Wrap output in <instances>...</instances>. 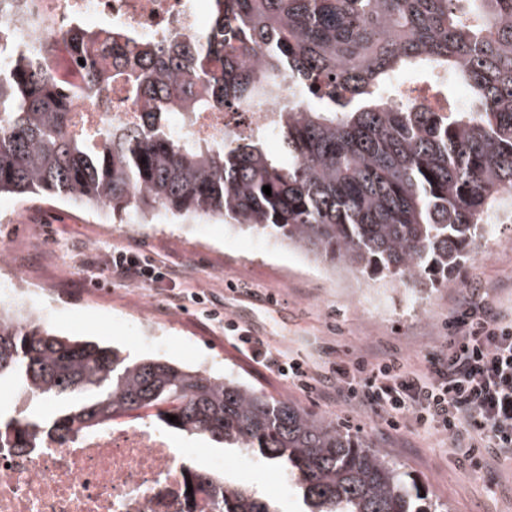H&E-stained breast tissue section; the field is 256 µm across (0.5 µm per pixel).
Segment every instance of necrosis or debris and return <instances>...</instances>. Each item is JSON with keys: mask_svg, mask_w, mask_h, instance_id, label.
<instances>
[{"mask_svg": "<svg viewBox=\"0 0 512 512\" xmlns=\"http://www.w3.org/2000/svg\"><path fill=\"white\" fill-rule=\"evenodd\" d=\"M209 9L210 0H0V58L41 49L57 75L76 82L80 66L55 49L50 25L86 19L102 23L107 35L120 28L187 40L206 32ZM292 93L285 81L276 99L254 111L192 112L173 116L171 124L203 143L223 141L233 130H269ZM74 117L96 136L139 123L141 112L116 84L109 111H93L79 99ZM193 472L190 456L147 419L117 422L72 441L45 436L26 448H0V512H202L204 493L187 489Z\"/></svg>", "mask_w": 512, "mask_h": 512, "instance_id": "1", "label": "necrosis or debris"}]
</instances>
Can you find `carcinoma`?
<instances>
[{
    "label": "carcinoma",
    "instance_id": "1",
    "mask_svg": "<svg viewBox=\"0 0 512 512\" xmlns=\"http://www.w3.org/2000/svg\"><path fill=\"white\" fill-rule=\"evenodd\" d=\"M53 33L84 60L83 84L68 87L26 56L0 61V195L57 199L121 224H150L157 210L212 217L417 295L456 284L489 210L512 198V0H214L208 31L192 41L118 32L102 42L82 23ZM407 70L425 74L428 94L393 82ZM117 77L142 106L140 126L96 146L72 134L75 101L107 110ZM288 78L296 101L278 115L277 151L263 130L201 145L168 121L250 112ZM450 80L471 90V107L455 103ZM1 381L68 402L51 417L31 408L0 419V442L13 448L147 413L277 464L308 512H432L403 465L286 397L59 335L2 303ZM208 512L279 507L229 482Z\"/></svg>",
    "mask_w": 512,
    "mask_h": 512
}]
</instances>
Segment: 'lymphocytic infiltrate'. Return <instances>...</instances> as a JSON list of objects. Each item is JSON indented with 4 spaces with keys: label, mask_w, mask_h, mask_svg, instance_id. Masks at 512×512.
<instances>
[{
    "label": "lymphocytic infiltrate",
    "mask_w": 512,
    "mask_h": 512,
    "mask_svg": "<svg viewBox=\"0 0 512 512\" xmlns=\"http://www.w3.org/2000/svg\"><path fill=\"white\" fill-rule=\"evenodd\" d=\"M120 282L153 286L167 267L133 250H114L105 269ZM224 333L255 365L300 389L325 377L305 359L251 335L237 322ZM336 396L369 408L393 431L411 427L442 436L449 454L477 472L512 462V315L493 313L478 295L448 318L444 350L420 365L388 354L362 355L339 370Z\"/></svg>",
    "instance_id": "lymphocytic-infiltrate-1"
}]
</instances>
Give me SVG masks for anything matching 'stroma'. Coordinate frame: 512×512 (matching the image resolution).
Here are the masks:
<instances>
[{"label": "stroma", "instance_id": "35a3bbf8", "mask_svg": "<svg viewBox=\"0 0 512 512\" xmlns=\"http://www.w3.org/2000/svg\"><path fill=\"white\" fill-rule=\"evenodd\" d=\"M11 196L0 197V244L15 246V260L51 287L44 305L46 321L56 331L93 336L119 346L133 357H164L184 364L209 362L241 375L275 396H285L306 410L336 421L382 453L404 464L429 500L444 512H512V468L486 477L447 454V443L422 430L393 432L380 418L359 405L326 397L316 388L301 390L275 373L254 368L225 339L223 329L207 321L197 306L171 305L172 290L210 293L227 318L249 327L254 335L303 356L338 364L382 352L426 362L448 339V316L471 288H484L489 303L512 307V218H493L491 234L457 274L456 286L414 296L406 286L364 281L351 274L326 271L309 258L272 239L252 237L227 224L195 219L170 223L159 214L150 227L116 225L109 238L98 236L106 216L52 200H37L15 212ZM95 241L92 250L82 240ZM141 252L176 270V282L152 288H127L111 308L92 305V291L82 262L87 255L104 256L112 249ZM214 269L210 281L199 282L196 266ZM148 305L168 330L167 344L157 348L140 340L120 319V311ZM178 449L187 451L198 469L209 470L223 459L234 481L276 498L282 512H300L294 488L280 487V469L260 460L238 462L239 451L197 436L171 432Z\"/></svg>", "mask_w": 512, "mask_h": 512}]
</instances>
